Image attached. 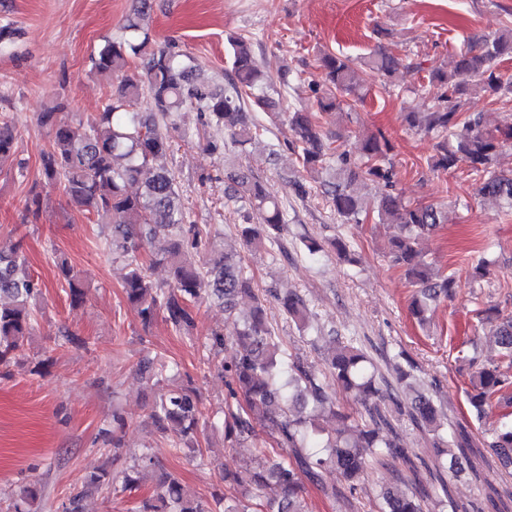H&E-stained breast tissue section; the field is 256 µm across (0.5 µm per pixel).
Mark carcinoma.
<instances>
[{
  "label": "carcinoma",
  "instance_id": "cac0c4a2",
  "mask_svg": "<svg viewBox=\"0 0 512 512\" xmlns=\"http://www.w3.org/2000/svg\"><path fill=\"white\" fill-rule=\"evenodd\" d=\"M152 9L151 0H136L127 18L125 34L107 41L94 57L99 74L120 77L119 86L103 112L76 123L57 120L65 109L60 102L41 114L40 123L49 128L51 143L41 154L42 183L63 188L73 204L84 208L102 224L112 225L105 251L112 261H121L122 289L127 303L136 311L143 329L158 317L186 334L195 326L194 305L208 297L235 314L240 300L250 303L249 312L234 320L232 329L214 331L208 352L231 353L220 362L226 379L224 438L241 442L255 427L267 428L284 456L260 452L249 471H224V481L235 495L224 512H308L305 484L324 495L351 505L350 494L364 475L367 462L388 456L408 464L410 484L397 489L383 487L378 493V512H428L427 502L438 497L440 512H460L450 484L461 471L459 456L469 441L464 434L450 440L442 428L440 409L429 392L408 382L410 372L396 369L397 386L407 391V413L419 427L433 436L436 448H448L447 458L414 463L403 448L393 416L383 397L392 401L388 379L367 366V357L351 345L333 346L323 368L315 369L288 354L267 322L265 302L255 289L246 254L267 249L282 235L287 214L267 183L254 174L238 178V188L225 205L239 217L236 227L241 249L226 250L206 227L194 223L186 211L174 173L168 167L171 141L168 120L187 106L197 111L207 127L224 130L231 145L247 151L260 131L262 118H279L278 96L290 84V71L283 69L272 80L264 76L251 39L242 35L226 38L231 75L224 88L204 80L191 58L174 46L156 48L140 20ZM378 45L364 64L384 80L402 65V58L384 44L387 32L375 30ZM512 57V21L491 35L475 37L459 49L451 70L434 69L421 90L429 95L424 112H406L408 127L434 140L431 169L447 172L465 165L478 177L477 194L512 208V171L498 169L499 149L512 140V127L489 129L480 112L465 109L471 82L477 81L492 94L512 97V81L497 74L499 63ZM325 90L316 97L319 111L326 112L359 100L357 72L353 61L342 55L321 58ZM295 139L288 149L297 153L308 178L293 181L294 195L305 199L312 181L322 173L329 177L319 186L336 215L345 224H361L369 217L394 228L386 243L392 262L405 267L417 288L411 313L419 324L440 297L455 294V275L442 274L433 262L416 249L419 239L448 223V212L435 203L409 204L394 184L389 162L390 144L382 134L362 138L361 156L333 145L312 112L288 113ZM18 137L10 122L0 115V165L16 153ZM382 182L387 188L377 203L359 194L358 185ZM140 186L134 192L131 186ZM265 213L261 224L250 223V211ZM168 241L162 252L148 251L158 236ZM302 243L315 258L333 251L351 263L346 243L340 239L306 237ZM156 264L167 267L165 284L153 282L149 270ZM59 275L73 303L83 299L84 288L77 273L64 258L56 260ZM41 284L28 271L25 257L14 250L0 251V364L37 324V302ZM288 316L301 329L308 328L309 310L303 297L288 291L275 294ZM481 321L493 325V334L503 357L512 360V314L496 307L483 311ZM363 402L367 419L352 424L336 408L327 378ZM467 403L479 418L487 414L494 397L512 387L492 366L484 365L469 378ZM334 417L341 426L326 433L320 421ZM157 432L170 439L171 447L190 448L200 424L206 422L200 400L183 388L159 395L151 412ZM506 469L512 468V421L498 426L488 442ZM336 471L346 481L339 489L325 483V475ZM40 499L37 486L29 485L14 500L9 512H31ZM138 512H215L191 493L178 478L167 475L155 497L144 499Z\"/></svg>",
  "mask_w": 512,
  "mask_h": 512
}]
</instances>
